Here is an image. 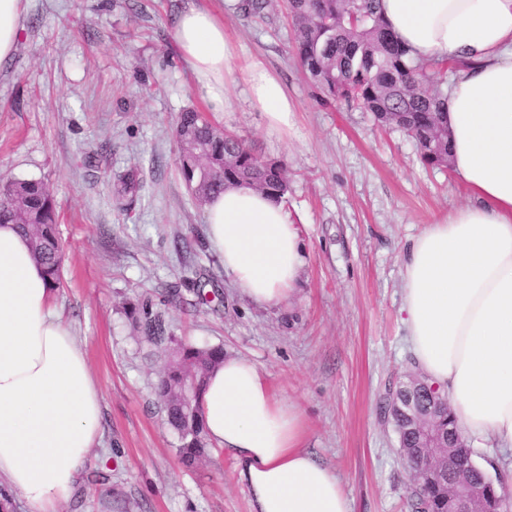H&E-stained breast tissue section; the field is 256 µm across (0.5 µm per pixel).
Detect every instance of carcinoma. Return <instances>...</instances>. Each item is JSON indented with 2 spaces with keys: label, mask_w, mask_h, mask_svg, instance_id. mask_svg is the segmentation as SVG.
<instances>
[{
  "label": "carcinoma",
  "mask_w": 512,
  "mask_h": 512,
  "mask_svg": "<svg viewBox=\"0 0 512 512\" xmlns=\"http://www.w3.org/2000/svg\"><path fill=\"white\" fill-rule=\"evenodd\" d=\"M300 65L324 101L355 105L385 126H396L413 138L421 162L448 164L444 100L448 63L415 60L387 28L379 0H285ZM175 136L181 151V174L200 204L228 184L246 183L281 200L288 190L286 170L264 158L233 135L213 125L201 112L179 113ZM0 224H14L28 237L34 258L52 286L61 277V243L52 195L40 180H10L0 186ZM133 323L149 343L169 344L171 359L156 392L167 424L180 438L182 464L192 467L208 451L199 414L181 407L187 383L202 393L212 367L224 360L221 346L195 347L167 333L160 311L149 301L132 311ZM412 512H448L443 487L422 467L410 494Z\"/></svg>",
  "instance_id": "obj_1"
}]
</instances>
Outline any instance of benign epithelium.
Returning <instances> with one entry per match:
<instances>
[{"label":"benign epithelium","mask_w":512,"mask_h":512,"mask_svg":"<svg viewBox=\"0 0 512 512\" xmlns=\"http://www.w3.org/2000/svg\"><path fill=\"white\" fill-rule=\"evenodd\" d=\"M448 402L432 394L431 387L410 375L389 389L388 415L398 411L403 422L415 431V449L403 457L411 473L426 457L435 459L432 477L448 488L450 512H476V505L488 500L492 512H512V497L494 495L493 480L464 462L457 449L467 446L459 433L451 439L440 427Z\"/></svg>","instance_id":"1"}]
</instances>
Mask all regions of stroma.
<instances>
[{"label": "stroma", "mask_w": 512, "mask_h": 512, "mask_svg": "<svg viewBox=\"0 0 512 512\" xmlns=\"http://www.w3.org/2000/svg\"><path fill=\"white\" fill-rule=\"evenodd\" d=\"M243 2L219 0L225 29L299 104L288 140L267 131L241 84L233 108L211 115L287 169L283 202L306 261L275 308L232 287L180 174L175 118L205 107L172 37L185 0H26L17 50L0 61V181L40 180L54 198L56 295L102 393L103 445L59 512H252L232 451L181 464L153 390L168 354L128 315L141 301L175 336L256 362L273 394L302 410L304 448L336 473L354 512H409L413 481L382 412L413 365L402 254L468 194L450 168L424 167L401 130L320 103L283 0L262 19ZM129 171L137 188L124 211L115 177Z\"/></svg>", "instance_id": "stroma-1"}]
</instances>
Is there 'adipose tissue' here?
Returning <instances> with one entry per match:
<instances>
[{
	"label": "adipose tissue",
	"instance_id": "ef3b65f1",
	"mask_svg": "<svg viewBox=\"0 0 512 512\" xmlns=\"http://www.w3.org/2000/svg\"><path fill=\"white\" fill-rule=\"evenodd\" d=\"M417 59L461 63L447 92L449 164L471 201L437 218L403 259L402 322L413 365L448 398L461 432L512 452V0H381ZM194 89L214 112L244 85L267 129L294 133L298 105L257 57L239 59L218 10L188 0L173 28ZM209 245L238 292L275 307L305 264L282 202L247 184L212 198ZM101 392L29 243L0 224V487L27 512H58L103 441ZM210 441L235 454L252 512H353L339 479L303 448L300 408L251 360L225 358L201 401Z\"/></svg>",
	"mask_w": 512,
	"mask_h": 512
}]
</instances>
